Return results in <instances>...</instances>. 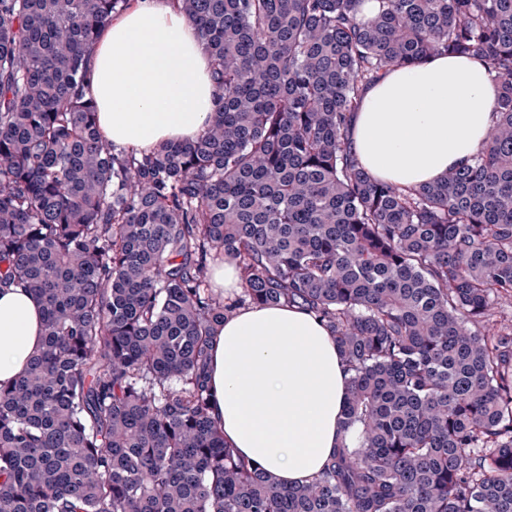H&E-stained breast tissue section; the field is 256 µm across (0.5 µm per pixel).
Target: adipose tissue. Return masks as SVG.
Returning a JSON list of instances; mask_svg holds the SVG:
<instances>
[{
	"mask_svg": "<svg viewBox=\"0 0 512 512\" xmlns=\"http://www.w3.org/2000/svg\"><path fill=\"white\" fill-rule=\"evenodd\" d=\"M100 130L148 148L198 135L213 109L211 63L171 0H136L88 56ZM500 91L480 61L443 55L393 68L364 94L354 153L375 177L405 186L471 163ZM42 307L23 287L0 290V384L14 382L42 345ZM211 415L232 448L276 482L315 475L342 437L347 377L329 332L308 313L259 306L225 320L208 365Z\"/></svg>",
	"mask_w": 512,
	"mask_h": 512,
	"instance_id": "adipose-tissue-1",
	"label": "adipose tissue"
}]
</instances>
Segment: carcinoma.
I'll return each instance as SVG.
<instances>
[{"mask_svg":"<svg viewBox=\"0 0 512 512\" xmlns=\"http://www.w3.org/2000/svg\"><path fill=\"white\" fill-rule=\"evenodd\" d=\"M362 2L172 0L216 105L138 151L100 133L87 67L133 0H0V288L44 307L0 386V512H512V0ZM444 54L501 83L486 144L433 182L373 177L363 92ZM277 304L349 376L340 445L288 487L225 443L208 383L215 329Z\"/></svg>","mask_w":512,"mask_h":512,"instance_id":"obj_1","label":"carcinoma"}]
</instances>
